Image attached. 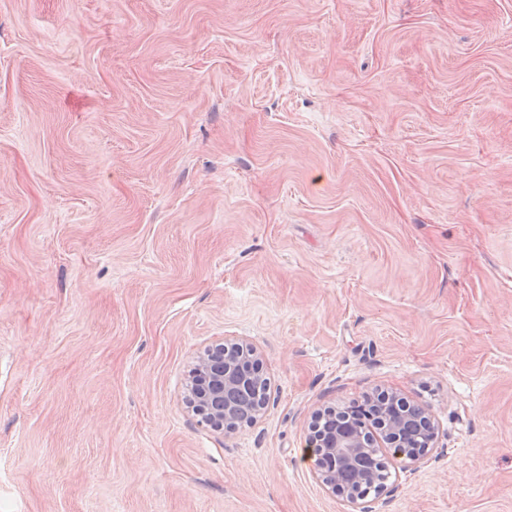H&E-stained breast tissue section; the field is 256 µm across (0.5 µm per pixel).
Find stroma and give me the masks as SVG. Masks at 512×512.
<instances>
[{
  "label": "stroma",
  "instance_id": "obj_1",
  "mask_svg": "<svg viewBox=\"0 0 512 512\" xmlns=\"http://www.w3.org/2000/svg\"><path fill=\"white\" fill-rule=\"evenodd\" d=\"M381 391L439 442L370 512H512V0H0V512H348ZM256 353L255 347L245 340L228 344H218L208 348L200 356L189 375V401L198 423L208 425L214 430L234 432L244 422L253 423L261 410L267 405V379L263 378L252 388L254 406H246L238 399V394L249 387L256 376L244 372L237 355L244 354L247 359ZM225 354V358H224ZM367 404L371 409L363 408L365 414L349 415L338 422L336 415L330 416L323 422L324 431L315 425L324 412L317 413L306 439V450L314 459L315 474L321 484L332 491L342 489L351 505L366 496L359 494L358 484L367 481L374 486L378 481L374 465L380 448H387L396 459L418 462L435 448L438 438L437 427L426 410L411 404L397 392L382 391ZM415 408L423 411V428L411 434L410 422L414 419L412 414L401 413V409L413 412ZM333 425H336L333 430L325 431ZM325 458L335 460L336 467L328 470L323 466Z\"/></svg>",
  "mask_w": 512,
  "mask_h": 512
}]
</instances>
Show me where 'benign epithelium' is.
Listing matches in <instances>:
<instances>
[{"label": "benign epithelium", "instance_id": "benign-epithelium-1", "mask_svg": "<svg viewBox=\"0 0 512 512\" xmlns=\"http://www.w3.org/2000/svg\"><path fill=\"white\" fill-rule=\"evenodd\" d=\"M255 347L244 340L218 344L205 350L189 375V401L198 422L217 431L233 432L243 423H253L267 405L263 399L254 406L240 402L238 394L249 387L256 376L243 371L237 356L250 358ZM370 410L338 422L331 431L312 426L306 439V450L314 459L315 474L321 484L331 490L341 489L347 502L355 505L364 499L360 483L377 485L382 496L387 485L377 482L374 465L380 447L387 448L396 459L418 462L435 447L438 431L423 413V428L412 433L413 417L406 410H415L396 392L382 391L367 401Z\"/></svg>", "mask_w": 512, "mask_h": 512}]
</instances>
